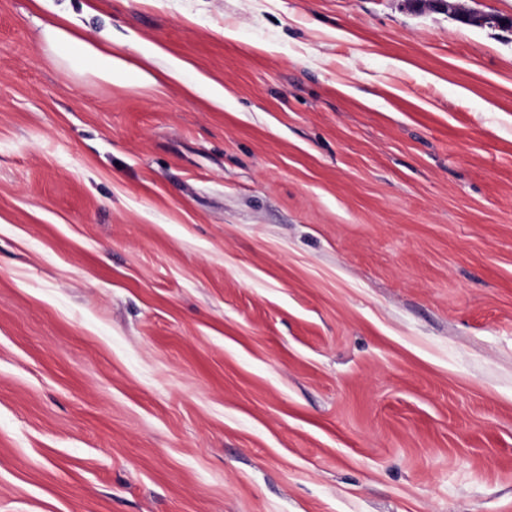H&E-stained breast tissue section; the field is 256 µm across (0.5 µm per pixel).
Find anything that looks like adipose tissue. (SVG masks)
<instances>
[{
  "label": "adipose tissue",
  "instance_id": "1",
  "mask_svg": "<svg viewBox=\"0 0 512 512\" xmlns=\"http://www.w3.org/2000/svg\"><path fill=\"white\" fill-rule=\"evenodd\" d=\"M37 46L60 67L76 72L91 73L108 83L155 86L162 81L182 84L190 92L207 98L216 106L224 104V89L219 84L195 72L185 61L164 56L162 50L153 55L163 58L161 69L135 66L112 51V37L104 33L100 37H88L76 28L75 18L66 12L49 17H39Z\"/></svg>",
  "mask_w": 512,
  "mask_h": 512
}]
</instances>
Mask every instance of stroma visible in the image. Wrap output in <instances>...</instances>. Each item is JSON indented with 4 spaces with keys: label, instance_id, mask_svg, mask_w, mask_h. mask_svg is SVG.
<instances>
[{
    "label": "stroma",
    "instance_id": "35a3bbf8",
    "mask_svg": "<svg viewBox=\"0 0 512 512\" xmlns=\"http://www.w3.org/2000/svg\"><path fill=\"white\" fill-rule=\"evenodd\" d=\"M84 2L224 106L0 0V512H512V28ZM38 27L37 46L60 67L83 74L89 72L110 84H136L157 86L159 81H174L190 92L207 98L223 108L224 88L205 76L195 72L190 64L173 58L155 48L144 58L151 62L155 57L165 63L158 69L148 65L134 66L121 56L112 53V36L102 33L99 38L81 34L78 22L66 12H55L53 16H35Z\"/></svg>",
    "mask_w": 512,
    "mask_h": 512
}]
</instances>
